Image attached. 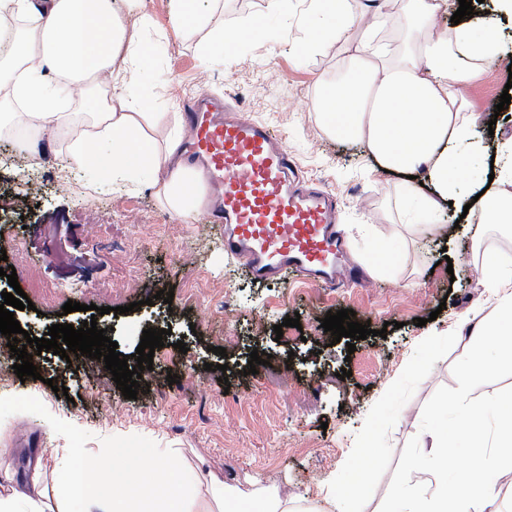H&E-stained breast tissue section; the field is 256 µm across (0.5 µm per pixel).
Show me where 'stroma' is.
<instances>
[{
  "label": "stroma",
  "mask_w": 512,
  "mask_h": 512,
  "mask_svg": "<svg viewBox=\"0 0 512 512\" xmlns=\"http://www.w3.org/2000/svg\"><path fill=\"white\" fill-rule=\"evenodd\" d=\"M145 10L141 39L155 52L140 81L144 111L159 115L152 136L178 125L184 104L202 91L267 123L301 174L335 193L348 259L365 278L346 288L257 280L225 258L223 233L201 211L178 217L151 188L101 183L88 194L57 192V176L89 178L67 152L85 129L87 106L77 95L68 106L71 131H0V158L28 143L42 164L36 172L0 169V251L33 303L14 316L38 338L52 324L93 318L120 353H135L148 328L164 330V345L133 399L112 374L69 367L50 352L32 358L38 378L0 369V397L38 398L48 416L90 433L92 453L104 438L129 435L173 450L196 478L191 512H218L209 493L215 479L244 492L274 490L318 512H327L333 494L345 512H380L408 440L430 448L420 430L423 406L455 384L452 366L468 350L464 321L476 309L494 314L484 263L512 261V234L490 226L478 239L447 213L434 224L408 223L401 193L413 180L381 169L359 143L323 134L310 105L320 78L335 75L341 61L333 48L301 57L313 35L306 0L285 11L270 0H224L223 25L237 37L221 54L203 50L201 35L177 36L170 0H145ZM511 78L504 61H494L463 92L482 111ZM95 235L106 249L92 246ZM160 290L173 291L171 304L157 299ZM71 300L83 310L63 313ZM90 304L107 314L91 316ZM341 309L372 331L352 352L320 324ZM294 314L299 327H285V340H276L275 325ZM180 340L186 352L176 349ZM218 347L225 356L215 355ZM255 349L271 363L250 374ZM344 367L351 375L342 380ZM171 373L177 384L168 383ZM47 418L27 415L26 438L16 434L17 415L0 421V484L40 472L43 508L60 512L53 477L68 444Z\"/></svg>",
  "instance_id": "35a3bbf8"
}]
</instances>
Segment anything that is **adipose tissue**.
Here are the masks:
<instances>
[{
	"label": "adipose tissue",
	"instance_id": "ef3b65f1",
	"mask_svg": "<svg viewBox=\"0 0 512 512\" xmlns=\"http://www.w3.org/2000/svg\"><path fill=\"white\" fill-rule=\"evenodd\" d=\"M142 7L143 0H0V87L10 88L32 121L53 129L68 125L62 106L81 95L90 121L71 141V158L113 185H152L170 211L186 217L203 200L202 181L179 163L178 132L154 139L149 113L131 100L152 50L125 16ZM458 7V0H310L315 31L344 61L339 78L321 81L311 109L328 134L364 144L385 169L422 179L406 199L416 223L458 201L462 153L489 154L475 134L482 117L460 88L479 80L502 48L491 17L435 26L437 14ZM494 156L499 189L482 193L465 217L480 232L512 224V150ZM486 275L498 291L496 314L490 320L477 310L469 321L467 377L493 370L490 349L512 335V267L493 261ZM210 493L233 512H289L275 493L257 496L221 482ZM42 497L36 476L0 485V512H41Z\"/></svg>",
	"mask_w": 512,
	"mask_h": 512
}]
</instances>
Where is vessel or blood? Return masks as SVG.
<instances>
[{
    "label": "vessel or blood",
    "mask_w": 512,
    "mask_h": 512,
    "mask_svg": "<svg viewBox=\"0 0 512 512\" xmlns=\"http://www.w3.org/2000/svg\"><path fill=\"white\" fill-rule=\"evenodd\" d=\"M183 112L185 159L212 191L208 216L226 227L225 255L246 259L259 280L289 273L341 287L335 195L300 176L270 127L232 111L223 96L198 94Z\"/></svg>",
    "instance_id": "b4317fda"
}]
</instances>
